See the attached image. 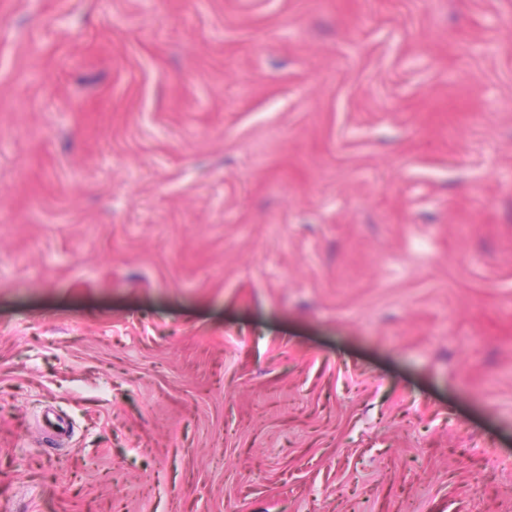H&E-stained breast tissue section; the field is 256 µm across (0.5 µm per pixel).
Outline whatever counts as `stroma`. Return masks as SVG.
<instances>
[{
  "label": "stroma",
  "mask_w": 512,
  "mask_h": 512,
  "mask_svg": "<svg viewBox=\"0 0 512 512\" xmlns=\"http://www.w3.org/2000/svg\"><path fill=\"white\" fill-rule=\"evenodd\" d=\"M0 512H512V0H0Z\"/></svg>",
  "instance_id": "1"
}]
</instances>
